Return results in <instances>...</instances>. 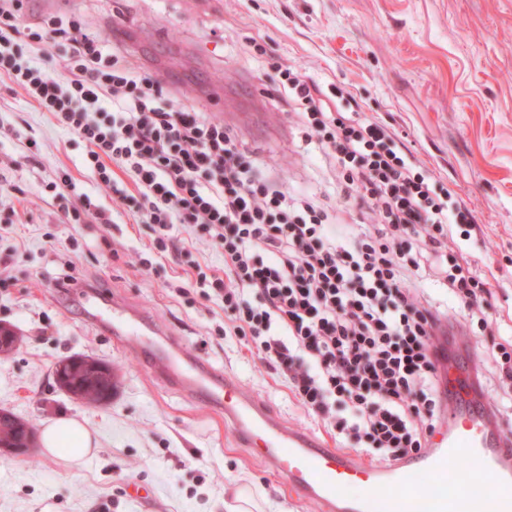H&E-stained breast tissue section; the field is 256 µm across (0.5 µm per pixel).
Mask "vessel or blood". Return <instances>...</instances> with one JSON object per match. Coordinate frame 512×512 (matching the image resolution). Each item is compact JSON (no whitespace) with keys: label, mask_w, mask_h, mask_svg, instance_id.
Here are the masks:
<instances>
[{"label":"vessel or blood","mask_w":512,"mask_h":512,"mask_svg":"<svg viewBox=\"0 0 512 512\" xmlns=\"http://www.w3.org/2000/svg\"><path fill=\"white\" fill-rule=\"evenodd\" d=\"M86 312L92 323L108 324L115 338L143 340L148 368L158 381L223 414L254 457L298 500L317 503L321 512H393L399 498L404 512H512V491L490 496L474 475L451 467L461 458L476 460L512 488V432L491 416L459 363L448 365L453 401L430 449L378 465L314 433L289 428L264 400L244 395L236 377L216 371L200 355L184 353L176 337L157 331L136 309L113 302L108 321L98 303Z\"/></svg>","instance_id":"obj_1"}]
</instances>
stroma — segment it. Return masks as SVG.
Here are the masks:
<instances>
[{"label": "stroma", "mask_w": 512, "mask_h": 512, "mask_svg": "<svg viewBox=\"0 0 512 512\" xmlns=\"http://www.w3.org/2000/svg\"><path fill=\"white\" fill-rule=\"evenodd\" d=\"M28 21L72 12L111 35L127 20L126 59L174 91L179 104L223 119L268 176L311 193L336 181L311 164L294 115L269 95L274 62L318 84L331 110L358 107L392 129L412 155L471 208L483 230L464 243L492 285L493 319L512 328V0H31ZM256 41L270 66L259 70ZM35 163H26L29 153ZM85 145L59 129L23 89L0 77V323L22 346L0 357V410L34 430L60 417L99 440L80 465L34 448L0 456V512H225L247 487L258 512H319L297 500L218 414L156 382L135 339L119 342L85 314L88 294L133 306L188 352L235 374L288 426L333 440L301 409L256 351L224 333V311L159 259L153 235L110 195V224L68 223L52 189L92 174ZM74 287H64V279ZM90 356L111 365L109 405L60 390L56 363Z\"/></svg>", "instance_id": "obj_1"}]
</instances>
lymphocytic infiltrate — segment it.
<instances>
[{
    "label": "lymphocytic infiltrate",
    "instance_id": "f902f5d3",
    "mask_svg": "<svg viewBox=\"0 0 512 512\" xmlns=\"http://www.w3.org/2000/svg\"><path fill=\"white\" fill-rule=\"evenodd\" d=\"M28 2L0 0V75L82 139L97 189L150 226L158 254L185 255L177 224L222 250L223 274L195 267L196 285L221 301L225 330L255 346L309 415L383 460L429 447L452 401L442 371L456 338L448 304L427 296L419 272L429 269L450 301L473 307L490 294L453 246L456 226L477 230L472 211L450 203L387 126L330 112L315 84L282 64L280 100L377 224L333 226L314 201L262 175L223 121L177 106L78 15L24 24ZM47 40L68 82L26 52ZM117 167L133 173L136 193Z\"/></svg>",
    "mask_w": 512,
    "mask_h": 512
}]
</instances>
